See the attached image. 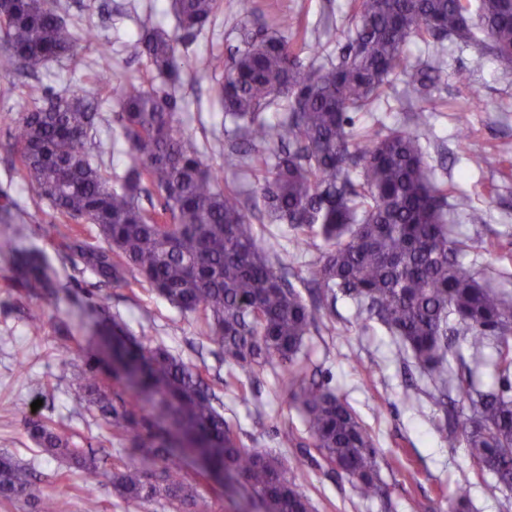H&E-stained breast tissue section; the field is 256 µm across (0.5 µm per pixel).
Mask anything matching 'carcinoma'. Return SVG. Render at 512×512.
<instances>
[{
    "label": "carcinoma",
    "mask_w": 512,
    "mask_h": 512,
    "mask_svg": "<svg viewBox=\"0 0 512 512\" xmlns=\"http://www.w3.org/2000/svg\"><path fill=\"white\" fill-rule=\"evenodd\" d=\"M221 0H171L179 26L200 33ZM353 31L337 63H305L312 46L300 17L279 21L277 33L224 61L212 53L203 66L223 74L219 95L234 141L224 162L247 168L271 221L294 232L295 252L281 248L266 227L251 224L242 190L224 181V167L205 159L181 126L175 97L165 85L127 79L117 97L122 131L112 153L129 163L121 176L102 167L107 147H87L97 113L75 91L51 96L16 122L12 138L18 170L31 191L62 216L93 224L105 245L68 228L55 229L59 247L82 271L106 285H140L181 311L193 313L205 337L224 356L229 378L274 371L302 415L307 438L278 433L281 448H314L316 464L347 475L360 494L381 490L379 449L353 407L316 373L308 372L307 340L319 307L286 277L296 253L320 238L327 249L308 266L322 301L341 295L377 319L394 337L396 356L412 359L425 392L443 413L437 427L455 448L463 443L478 474L512 491V298L489 287L462 261L472 248L454 230L448 185L439 183L423 152L431 124L425 110L408 126L382 135L357 130L350 113L369 110L399 66L415 97L427 99L440 76L434 64L409 62L412 41L444 38L474 42L512 63V0H480V24H469V0H352ZM78 37L52 0H11L0 19V75L69 59L78 63ZM130 47L158 76L174 84L181 65L169 37L144 28ZM98 76H112V45L98 43ZM288 102L274 126L263 112ZM161 199L148 210L142 196ZM20 207L0 198V253L15 259L25 287L56 288L45 258L21 247L15 225ZM109 351L125 368L136 400L110 398L92 360L70 372L73 402L95 410L100 426L127 441L138 457L88 455L70 445L54 424L27 422L42 452L63 459L68 478L103 476L126 501L148 507L160 500L176 512H209L190 482L187 459L241 478L264 512H314L311 498L290 476L292 466L265 448H248L215 405L200 369L165 345L146 346L117 317L104 330ZM469 351L464 357L462 349ZM492 369L497 384L484 390ZM0 502L29 512H71L69 501L41 490L28 464L0 454ZM468 485L454 495V512H469Z\"/></svg>",
    "instance_id": "obj_1"
}]
</instances>
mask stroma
Masks as SVG:
<instances>
[{"label":"stroma","instance_id":"35a3bbf8","mask_svg":"<svg viewBox=\"0 0 512 512\" xmlns=\"http://www.w3.org/2000/svg\"><path fill=\"white\" fill-rule=\"evenodd\" d=\"M60 3L82 39V65L75 67L62 59L33 76L20 72L0 76V196L13 197L26 211V222L19 227L23 246L42 251L66 284L57 292L19 287L13 258L0 254V452L29 463L44 491L97 498L104 512H139L114 495L107 481L79 475L58 480L63 461L40 452L24 426L26 418L37 416L53 421L78 447L98 446L103 431L88 414L71 407L66 375L71 365L83 363L91 352L97 353L102 370L111 372L110 354L95 334L99 309L121 316L137 339L164 343L198 365L213 381L224 402V418L238 429L245 445L277 450L278 432L287 426L301 427L302 418L273 373L225 387L222 354L206 341L193 315L137 285H100L58 252V239L48 232L53 213L47 202L32 195L14 169L17 147L9 132L26 112L51 95L77 90L94 99L101 114L90 141L111 143L120 130L116 78L156 77L143 59L133 55L130 43L143 27L163 30L184 62L174 92L183 127L204 147L207 158L223 165L225 178L243 187L244 211L252 222L266 223L260 192L247 169L224 163L230 127L216 98L221 76L203 70L201 61L213 52L232 56L248 38L274 32L276 17L288 13L300 15L309 41L324 44L315 64L338 61L348 44L351 0H223L214 25L201 35L179 28L168 0ZM100 42L112 45L115 79L111 82L96 78L91 67L94 47ZM404 54L412 61L440 62L442 80L433 100L426 157L436 180L455 186L458 194L484 212L480 224L469 223L464 213L454 215L458 232L472 244L464 261L474 264L490 286L512 290V65L463 43L412 42ZM460 69L469 72L468 84L456 83L454 74ZM390 80L374 112L354 113L355 126L380 121L393 127L403 122L414 105L408 79L397 71ZM461 112L468 119L464 131L456 120ZM477 153L500 154L502 162L473 168L469 158ZM32 313L41 315L45 323L37 336L27 328ZM318 316L325 329L308 342L311 360L371 428L381 451L383 491L378 497L362 498L347 476L307 462L293 475L312 498L316 512H449L454 491L465 480L471 483L473 512H512V493L478 478L466 448H452L443 441L435 429L437 407L424 397L406 398L405 382L419 371L404 367L397 358L393 337L342 299L337 300L335 312L323 309ZM395 457L403 460V470L388 468V461ZM192 477L212 512H260L259 502L242 487L219 485L203 472H193Z\"/></svg>","mask_w":512,"mask_h":512}]
</instances>
